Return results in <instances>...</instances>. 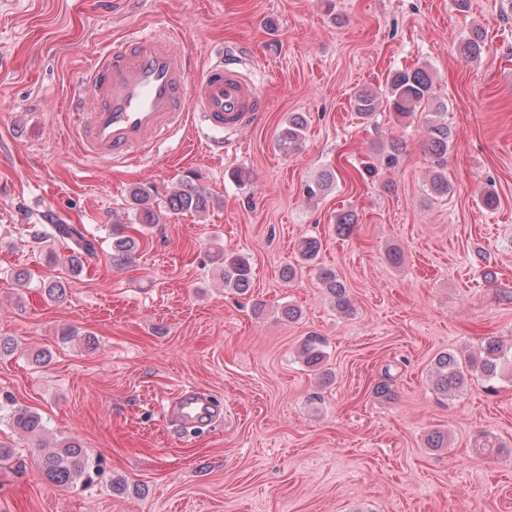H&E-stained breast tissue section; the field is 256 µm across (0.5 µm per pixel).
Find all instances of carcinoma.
<instances>
[{"instance_id":"obj_1","label":"carcinoma","mask_w":512,"mask_h":512,"mask_svg":"<svg viewBox=\"0 0 512 512\" xmlns=\"http://www.w3.org/2000/svg\"><path fill=\"white\" fill-rule=\"evenodd\" d=\"M485 49V36L478 27L472 29L471 34L460 46L461 54L468 60L479 58ZM351 104L354 111L367 120L385 105L400 118H409L417 112L425 114V147L433 164L431 187L438 195L448 194V149L452 141V128L448 123V105L435 96L433 76L427 68L395 71L387 79L384 91L362 89L354 94ZM306 128L307 119L304 115H292L288 119V126L281 129L276 137L279 151L285 155L298 152L304 141ZM334 180L335 173H325L306 186V194L317 197L325 192ZM129 197L131 208L136 210L139 223L145 226L153 224L151 189L135 187L130 190ZM208 204V198L188 183L171 194L168 199L170 209L176 213L201 212L207 209ZM45 236L71 243L70 256L66 263L72 272L79 271L83 256L94 251V243L85 236L83 228L76 224H52ZM138 247L139 242L134 237L123 234L118 225L112 226L113 252L128 257ZM212 260L220 263L225 287L239 293L248 290L253 269L246 257L219 249L212 256ZM319 279L334 299L336 307L343 311L348 310L346 288L337 278L336 272L322 268L319 271ZM473 370L478 371L488 384L499 380L505 371L512 372V346L505 351L498 340L490 337L479 357H470L465 362L453 353H442L434 360L430 381L437 392L454 396L466 388L467 376ZM11 421L17 429L33 435L44 429L41 414L24 407H18L11 412ZM41 467L49 481L58 486H66L88 474L90 461L78 441L67 440L43 455Z\"/></svg>"}]
</instances>
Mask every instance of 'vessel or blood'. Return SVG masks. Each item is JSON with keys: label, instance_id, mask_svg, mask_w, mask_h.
Here are the masks:
<instances>
[{"label": "vessel or blood", "instance_id": "1", "mask_svg": "<svg viewBox=\"0 0 512 512\" xmlns=\"http://www.w3.org/2000/svg\"><path fill=\"white\" fill-rule=\"evenodd\" d=\"M191 61L174 34L136 31L99 53L83 77L92 110L72 99L76 136L93 161L144 156L149 146L197 114L207 130L249 127L265 109L259 87L236 63L216 54L201 78L189 81ZM221 407L195 392L181 393L172 412L182 426L214 420Z\"/></svg>", "mask_w": 512, "mask_h": 512}]
</instances>
